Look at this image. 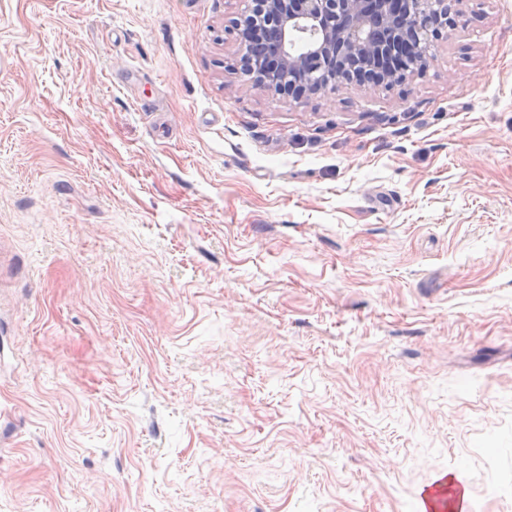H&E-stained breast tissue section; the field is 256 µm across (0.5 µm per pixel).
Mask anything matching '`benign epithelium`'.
Instances as JSON below:
<instances>
[{
	"instance_id": "benign-epithelium-1",
	"label": "benign epithelium",
	"mask_w": 512,
	"mask_h": 512,
	"mask_svg": "<svg viewBox=\"0 0 512 512\" xmlns=\"http://www.w3.org/2000/svg\"><path fill=\"white\" fill-rule=\"evenodd\" d=\"M467 0H249L232 29L247 79L240 91L326 95L393 87L423 74L434 40Z\"/></svg>"
}]
</instances>
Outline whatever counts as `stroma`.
<instances>
[{
    "mask_svg": "<svg viewBox=\"0 0 512 512\" xmlns=\"http://www.w3.org/2000/svg\"><path fill=\"white\" fill-rule=\"evenodd\" d=\"M245 6L0 0V512H512V0L300 98Z\"/></svg>",
    "mask_w": 512,
    "mask_h": 512,
    "instance_id": "obj_1",
    "label": "stroma"
}]
</instances>
